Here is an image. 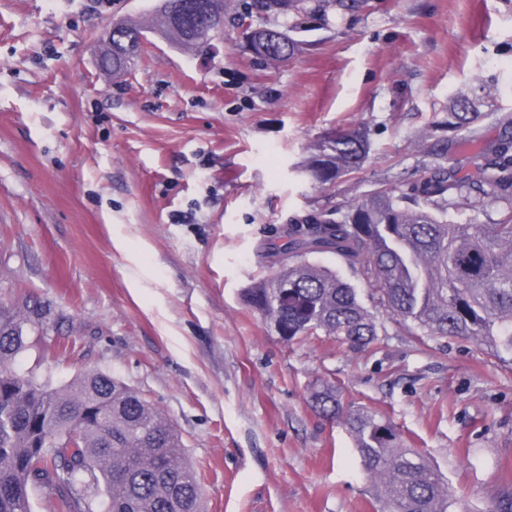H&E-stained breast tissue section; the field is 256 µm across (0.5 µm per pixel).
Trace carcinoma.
<instances>
[{"mask_svg":"<svg viewBox=\"0 0 512 512\" xmlns=\"http://www.w3.org/2000/svg\"><path fill=\"white\" fill-rule=\"evenodd\" d=\"M285 3L288 31L299 14L345 6V0H252L257 9ZM159 25L180 48L200 53L207 34L195 15L171 21L158 6ZM141 23L112 26L105 63L127 70L140 55ZM270 41L263 61L293 55ZM452 128L477 119L456 103ZM485 151L467 159L474 174L437 165L403 190L381 186L332 213L290 220L285 240L260 250L275 273L244 292L246 306L286 342L327 336L365 347L378 340L373 314L358 291L310 257L333 254L370 286V298L413 336L438 343L460 337L512 356V117ZM370 142L360 131H332L310 147L308 170L322 186L359 169ZM490 199L502 204L490 224H458L448 215ZM26 346L23 321L0 312V512H32L31 492L47 489L56 512H201L202 485L172 421L136 389L104 372H87L64 389L35 387L12 362ZM325 419H342L362 466L380 490L383 512H466L442 473L395 425L364 412H344L336 389L312 393Z\"/></svg>","mask_w":512,"mask_h":512,"instance_id":"1","label":"carcinoma"}]
</instances>
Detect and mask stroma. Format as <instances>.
<instances>
[{"mask_svg":"<svg viewBox=\"0 0 512 512\" xmlns=\"http://www.w3.org/2000/svg\"><path fill=\"white\" fill-rule=\"evenodd\" d=\"M158 0H0V310L28 336L15 369L54 388L98 370L182 436L204 512H381L345 426L310 394L391 419L481 512L512 491V360L418 340L384 309L353 348L288 344L248 309L260 244L380 184L492 145L512 115V0H367L331 25L304 15L302 50L267 65L235 14L202 58L154 32ZM147 25L115 77L98 48ZM479 117L449 133L458 95ZM365 130L356 171L320 186L307 148Z\"/></svg>","mask_w":512,"mask_h":512,"instance_id":"obj_1","label":"stroma"}]
</instances>
